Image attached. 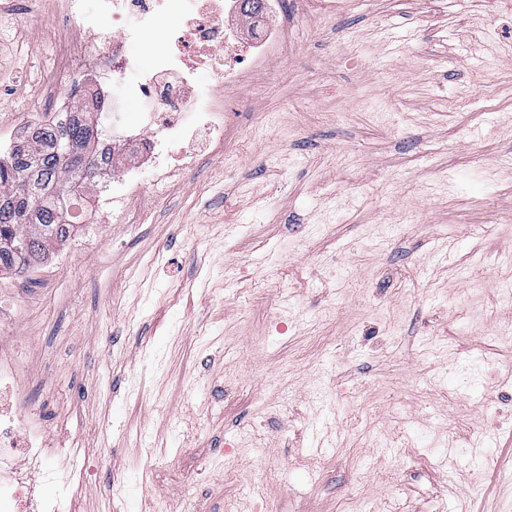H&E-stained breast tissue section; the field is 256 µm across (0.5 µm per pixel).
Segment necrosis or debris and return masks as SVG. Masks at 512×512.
<instances>
[{
	"mask_svg": "<svg viewBox=\"0 0 512 512\" xmlns=\"http://www.w3.org/2000/svg\"><path fill=\"white\" fill-rule=\"evenodd\" d=\"M241 12L242 0H99L93 11L85 0H64V21L79 38L68 48L62 79L81 84L90 67L105 82L122 83L123 97L112 103V150L150 159L155 180L165 181L180 170L176 145L189 134L203 130L213 146L224 142V105L202 87L201 71L235 85L244 66H259L282 42L281 30L269 27L242 42L233 28ZM104 26L109 36L82 41V34ZM152 32L163 60L159 71L143 69L139 57L127 50L128 43ZM129 101L148 105L145 125L137 132L122 125ZM142 194L140 168L134 165L99 193L97 208L103 219L133 224L138 214L132 202ZM15 360V348L0 336V512H74L72 498L36 491L39 478L53 474L55 462L71 451L47 439L19 411Z\"/></svg>",
	"mask_w": 512,
	"mask_h": 512,
	"instance_id": "necrosis-or-debris-1",
	"label": "necrosis or debris"
}]
</instances>
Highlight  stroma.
<instances>
[{"mask_svg": "<svg viewBox=\"0 0 512 512\" xmlns=\"http://www.w3.org/2000/svg\"><path fill=\"white\" fill-rule=\"evenodd\" d=\"M62 0H0V152L50 123ZM226 140L96 247L0 271L77 512H512V0H315ZM453 242L452 253L441 251ZM339 433L309 451L313 429ZM451 442L457 468L440 467Z\"/></svg>", "mask_w": 512, "mask_h": 512, "instance_id": "1", "label": "stroma"}]
</instances>
